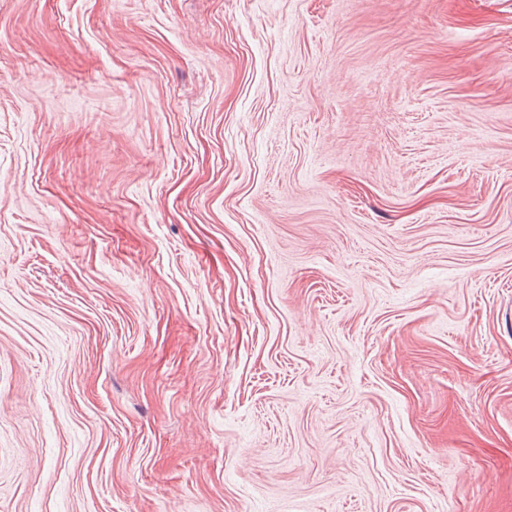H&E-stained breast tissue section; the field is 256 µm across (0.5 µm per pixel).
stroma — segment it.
I'll use <instances>...</instances> for the list:
<instances>
[{
	"label": "stroma",
	"mask_w": 512,
	"mask_h": 512,
	"mask_svg": "<svg viewBox=\"0 0 512 512\" xmlns=\"http://www.w3.org/2000/svg\"><path fill=\"white\" fill-rule=\"evenodd\" d=\"M0 512H512V0H0Z\"/></svg>",
	"instance_id": "1"
}]
</instances>
